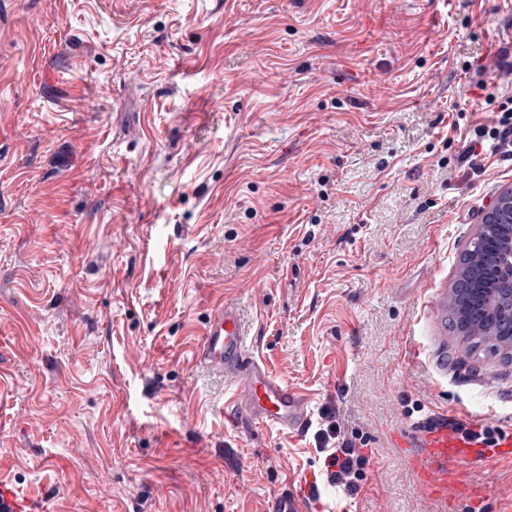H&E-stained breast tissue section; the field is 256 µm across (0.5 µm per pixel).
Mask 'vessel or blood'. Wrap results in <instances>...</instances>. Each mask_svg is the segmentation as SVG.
I'll return each instance as SVG.
<instances>
[{"instance_id": "vessel-or-blood-1", "label": "vessel or blood", "mask_w": 512, "mask_h": 512, "mask_svg": "<svg viewBox=\"0 0 512 512\" xmlns=\"http://www.w3.org/2000/svg\"><path fill=\"white\" fill-rule=\"evenodd\" d=\"M248 328L238 304L221 303L209 317L198 348V359L230 392V413L238 421L286 435H302L311 424V397L294 384L275 377L247 341ZM460 416L441 415L419 433L418 476L431 496L446 499L449 489L467 487V500L487 496L484 480L474 474L493 461L512 456V426L501 429L494 447L467 439L457 431ZM312 473L290 479L267 500L265 512H310ZM0 512H41L31 491L0 479Z\"/></svg>"}]
</instances>
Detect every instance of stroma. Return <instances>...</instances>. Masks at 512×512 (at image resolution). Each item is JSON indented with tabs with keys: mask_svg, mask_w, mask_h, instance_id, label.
Listing matches in <instances>:
<instances>
[{
	"mask_svg": "<svg viewBox=\"0 0 512 512\" xmlns=\"http://www.w3.org/2000/svg\"><path fill=\"white\" fill-rule=\"evenodd\" d=\"M502 47L512 0H0L10 478L49 512H263L322 470L329 412L370 462L315 512H467L411 440L451 408L512 419V361L433 306L512 188L457 161L489 119L462 65ZM224 300L314 394L311 432L221 415L196 353ZM485 477L481 512H512V460Z\"/></svg>",
	"mask_w": 512,
	"mask_h": 512,
	"instance_id": "35a3bbf8",
	"label": "stroma"
}]
</instances>
